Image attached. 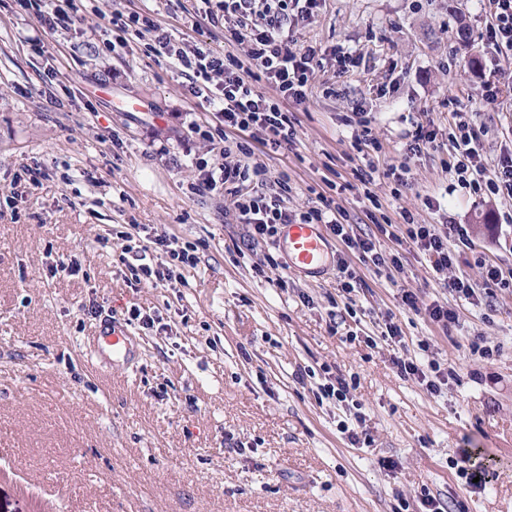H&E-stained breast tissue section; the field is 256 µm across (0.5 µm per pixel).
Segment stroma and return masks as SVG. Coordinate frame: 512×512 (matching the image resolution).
<instances>
[{
    "label": "stroma",
    "instance_id": "1",
    "mask_svg": "<svg viewBox=\"0 0 512 512\" xmlns=\"http://www.w3.org/2000/svg\"><path fill=\"white\" fill-rule=\"evenodd\" d=\"M185 0H95L65 40L36 53V19L0 0V512H418L422 492L467 512H512V287L472 306L445 288L427 257L397 245L401 209L422 224L470 227L452 243V274L481 281L484 261L512 269V200L477 201L445 171L447 149L406 158L412 122L447 127L471 113L486 129L488 165L512 152V53L482 46L480 0H325L295 17V48L365 56L368 70L316 68L304 104L288 103L293 146L255 152L287 172L292 210H307L327 181L351 183L340 203L355 234L400 253L404 278L361 265L328 237L329 273L289 274L287 288L254 272L266 254L250 241L231 196L197 195L195 157L216 154L189 131L206 118L188 79L143 44L102 51L114 10L157 14L175 38L190 35ZM55 97L40 91L49 72ZM497 82L495 103L481 96ZM363 114L385 163L407 162L410 187H372L391 234L372 223L352 181L355 150L343 120ZM45 170L16 195L21 167ZM440 205L425 207V196ZM135 225L137 240L165 234L199 246L200 260L165 285L128 279L135 252L98 240ZM345 256L362 282L340 286ZM77 274L49 277L58 260ZM454 310L443 332L401 303L400 288ZM146 315L159 316L154 325ZM393 317L411 354L420 340L455 370L440 394L397 374L382 334ZM134 341L128 362L100 367L93 340L105 320ZM500 352L468 360V336ZM310 377L297 382L298 369ZM342 374L366 415L368 443L340 429L346 406L322 402L326 374ZM481 448L490 481L468 489L457 452Z\"/></svg>",
    "mask_w": 512,
    "mask_h": 512
}]
</instances>
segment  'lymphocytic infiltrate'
I'll list each match as a JSON object with an SVG mask.
<instances>
[{"mask_svg": "<svg viewBox=\"0 0 512 512\" xmlns=\"http://www.w3.org/2000/svg\"><path fill=\"white\" fill-rule=\"evenodd\" d=\"M21 14L35 18L41 25L39 36L33 37V48H40L42 38L70 30L84 0H15ZM204 16L209 22L225 25L232 43L244 46V57L213 48L209 42L188 44L176 40L152 14L146 12L113 11L109 22L112 39L108 50L124 48L129 43L148 40L149 51L170 59L175 68L190 80L189 92L213 108L210 118L192 122L191 133L207 141L223 144L221 159L208 162L198 157L193 161L199 177L192 189L207 195L228 193L235 197L240 223L249 228L255 241H271L285 224H322L339 238L348 249L357 252L361 263L373 265L391 273H402L398 253L387 251L376 240L355 235L352 225L346 224V212L335 197L318 195L317 203L306 211L288 208L292 191L287 173L270 174L255 156L253 143L279 148L291 145L296 130L283 104H298L307 99L310 78L322 63L320 48H293L290 23L294 15L312 16L321 0H201ZM488 17L484 42L488 49L512 52V0H484ZM483 131L474 119L464 112L448 115L449 157L445 163L449 173L470 197L483 199L499 196L512 199V154L501 158L496 168H487L482 146ZM439 129L433 121L415 123L406 134L405 162L389 166L388 175L396 180L394 197H401L408 186V158L437 148ZM356 151L355 178L362 188H369L379 177V156L382 145L373 135L369 121L357 120L352 132ZM272 182V193L249 192L245 182ZM406 226L405 241L428 257L435 271L443 272L452 264L449 244L466 241L468 231L462 224H421L410 210H401ZM153 243L164 259L156 265L130 266L134 282L155 284L172 280L173 263L193 267L198 261L197 247L187 243L172 248L164 236ZM482 282L463 277L446 281V288L472 306H479L484 295L496 288L512 286V269L503 270L489 263ZM384 338L398 350L391 359L400 376L415 379L428 392H441L454 372L441 367L436 360L420 362L405 356L406 343L402 329L386 322Z\"/></svg>", "mask_w": 512, "mask_h": 512, "instance_id": "obj_1", "label": "lymphocytic infiltrate"}]
</instances>
